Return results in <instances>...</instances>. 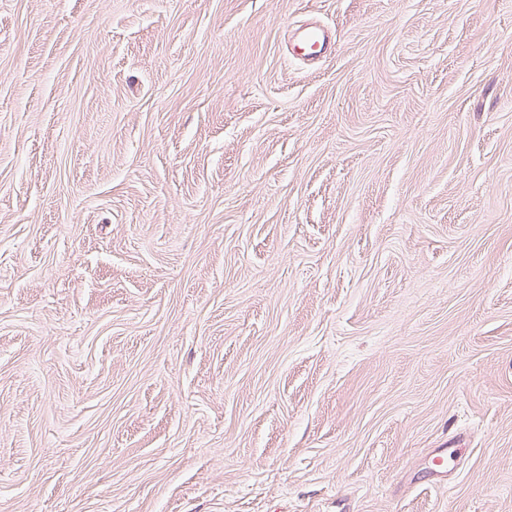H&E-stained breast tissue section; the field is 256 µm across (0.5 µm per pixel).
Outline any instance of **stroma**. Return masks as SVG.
<instances>
[{
	"instance_id": "obj_1",
	"label": "stroma",
	"mask_w": 512,
	"mask_h": 512,
	"mask_svg": "<svg viewBox=\"0 0 512 512\" xmlns=\"http://www.w3.org/2000/svg\"><path fill=\"white\" fill-rule=\"evenodd\" d=\"M0 512H512V0H0ZM298 48L305 52V56L309 59L315 60L321 57L327 59L336 52V39L317 22H312L300 35L298 44L293 45V51L297 52Z\"/></svg>"
}]
</instances>
